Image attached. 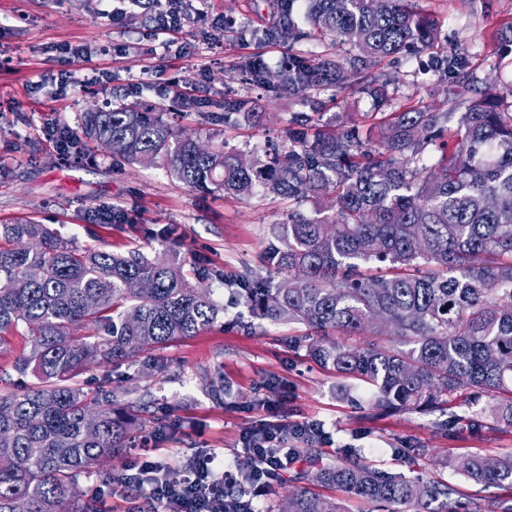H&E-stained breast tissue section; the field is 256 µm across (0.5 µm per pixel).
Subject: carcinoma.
Listing matches in <instances>:
<instances>
[{
	"instance_id": "obj_1",
	"label": "carcinoma",
	"mask_w": 512,
	"mask_h": 512,
	"mask_svg": "<svg viewBox=\"0 0 512 512\" xmlns=\"http://www.w3.org/2000/svg\"><path fill=\"white\" fill-rule=\"evenodd\" d=\"M296 0H272L271 41L312 36L346 44L345 61L297 56L272 76L258 58L240 65L248 80L290 96L354 86L358 67L409 48L429 52L455 86L448 110L391 112L380 146L357 127H318L304 112L288 146L245 158L199 141L138 103L94 104L84 134L132 164L162 160L202 192L248 197L256 184L300 205L275 226L265 261L278 281L250 269L236 294L271 322L295 321L313 338L308 356L369 385L380 413L440 411L469 394L496 401L512 423V85L475 92L467 55H434L435 20L411 0H306L311 31L296 26ZM512 56V21L494 35ZM457 126H451L452 122ZM440 152L436 164L425 150ZM0 346L25 327L30 352L16 363L37 383L0 393V512H98L79 501L76 478L127 447L141 406L91 396L77 377L86 366L131 365L214 327L224 312L201 273L190 280L177 254L75 248L45 224H0ZM377 263L363 277L359 263ZM89 327L92 333L78 331ZM385 333L393 344L351 346L332 339ZM453 468L469 482L512 488V453L466 454ZM313 480L365 499L381 512H512L505 499L462 497L438 480H410L355 461L318 466ZM275 512H344L341 501L297 486Z\"/></svg>"
}]
</instances>
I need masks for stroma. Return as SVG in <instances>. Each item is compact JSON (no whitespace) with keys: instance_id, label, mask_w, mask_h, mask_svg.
I'll use <instances>...</instances> for the list:
<instances>
[{"instance_id":"stroma-1","label":"stroma","mask_w":512,"mask_h":512,"mask_svg":"<svg viewBox=\"0 0 512 512\" xmlns=\"http://www.w3.org/2000/svg\"><path fill=\"white\" fill-rule=\"evenodd\" d=\"M414 6L437 21L440 49H471L475 88L512 84V62L499 58L491 39L512 21V0H414ZM102 7L101 0H0V224L31 219L77 248L115 252L142 245L144 232L171 224L184 272L210 269L214 297L224 305L219 323L166 350L143 352L124 372L119 401L147 405L153 417L142 433H155L154 447L176 462L210 448L246 462L240 430L265 417L263 400L277 396L271 381L284 378L294 413L321 421L327 438L298 444V462L258 498L260 512L294 489L296 474L350 456L409 479L440 478L466 494L512 499V489H479L451 466L463 454L512 452V427L497 422L487 400L459 401L444 413L373 415L366 388L308 356L299 342L303 325L256 317L236 299L231 276L249 268L276 277L264 253L273 225L287 223L293 202L260 185L245 199L200 192L163 162L131 164L87 138L74 163L53 146L61 128L80 130L90 98L153 105L177 91L193 108L176 122L201 143L260 156L285 143L297 112L315 113L330 128L366 131L387 112L447 109V77L429 67L427 56L407 54L374 66L389 78L385 98L333 86L304 99L288 97L247 80L240 62L257 56L276 72L294 54L342 59L348 49L319 37L292 46L268 41L265 31L277 20L268 0H184L181 31L158 35L152 19L165 10L164 0L113 21ZM64 45L73 53L60 54ZM63 74L68 89L62 97L57 78ZM246 111L262 113L261 122H246ZM93 206L115 208L118 216L92 223ZM30 347L22 331L0 347V390L32 384L14 369Z\"/></svg>"}]
</instances>
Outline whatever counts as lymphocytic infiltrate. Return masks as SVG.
I'll list each match as a JSON object with an SVG mask.
<instances>
[{
  "label": "lymphocytic infiltrate",
  "instance_id": "f902f5d3",
  "mask_svg": "<svg viewBox=\"0 0 512 512\" xmlns=\"http://www.w3.org/2000/svg\"><path fill=\"white\" fill-rule=\"evenodd\" d=\"M271 419L245 427L239 434L252 460L248 472L225 462L216 451L198 454L188 468H173L163 457L139 456L116 478L140 500L133 512H257V497L266 495L296 459L286 438L306 442L324 438L321 421L291 419L286 398L270 405Z\"/></svg>",
  "mask_w": 512,
  "mask_h": 512
}]
</instances>
